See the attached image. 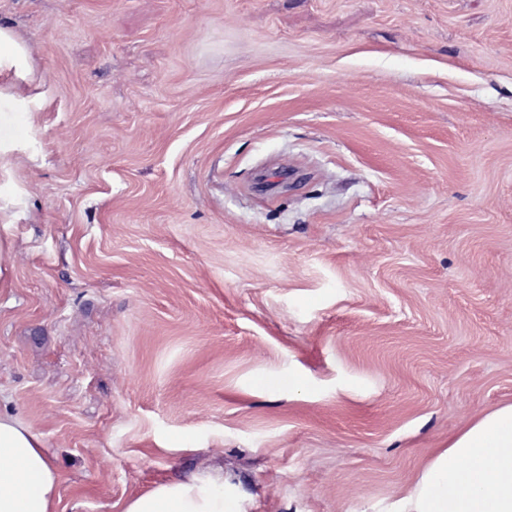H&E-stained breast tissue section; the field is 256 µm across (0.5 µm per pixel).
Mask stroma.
I'll use <instances>...</instances> for the list:
<instances>
[{
  "instance_id": "35a3bbf8",
  "label": "stroma",
  "mask_w": 512,
  "mask_h": 512,
  "mask_svg": "<svg viewBox=\"0 0 512 512\" xmlns=\"http://www.w3.org/2000/svg\"><path fill=\"white\" fill-rule=\"evenodd\" d=\"M0 25L37 75L0 117V411L58 512L223 470L247 512H389L512 401V0H0Z\"/></svg>"
}]
</instances>
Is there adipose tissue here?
<instances>
[{
	"label": "adipose tissue",
	"mask_w": 512,
	"mask_h": 512,
	"mask_svg": "<svg viewBox=\"0 0 512 512\" xmlns=\"http://www.w3.org/2000/svg\"><path fill=\"white\" fill-rule=\"evenodd\" d=\"M26 44L0 26V107H20L33 82ZM231 479L156 485L125 512H246ZM60 474L40 436L0 412V512H57ZM392 512H512V402L475 415L437 449Z\"/></svg>",
	"instance_id": "ef3b65f1"
}]
</instances>
